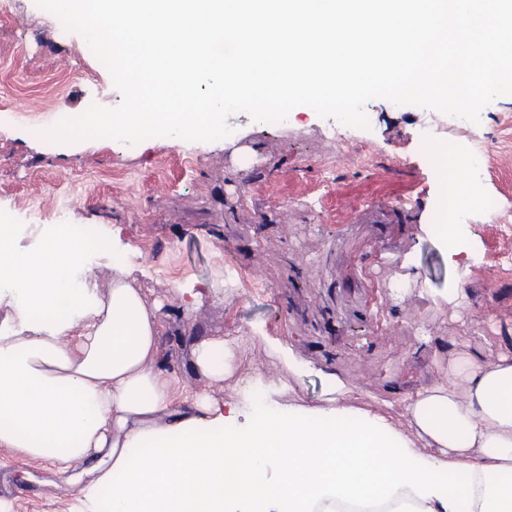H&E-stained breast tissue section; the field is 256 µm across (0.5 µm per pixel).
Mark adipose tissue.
Here are the masks:
<instances>
[{"mask_svg":"<svg viewBox=\"0 0 512 512\" xmlns=\"http://www.w3.org/2000/svg\"><path fill=\"white\" fill-rule=\"evenodd\" d=\"M87 247L63 224L20 255L0 227V449L50 461L71 512H512V355L462 359L401 421L335 378L326 408L236 431L232 401L175 402L155 309L119 267L100 291Z\"/></svg>","mask_w":512,"mask_h":512,"instance_id":"1","label":"adipose tissue"}]
</instances>
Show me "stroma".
<instances>
[{
    "label": "stroma",
    "mask_w": 512,
    "mask_h": 512,
    "mask_svg": "<svg viewBox=\"0 0 512 512\" xmlns=\"http://www.w3.org/2000/svg\"><path fill=\"white\" fill-rule=\"evenodd\" d=\"M0 3V109L22 115L0 134V204L34 196L46 211L39 224L12 211L13 249L35 252L62 222L107 241V252L91 248L86 260L103 286L125 268L158 305L178 390L203 386L194 344L221 339L232 351L224 393L241 426L292 404L322 407L333 376L350 388L346 405L398 416L461 358L490 364L512 354V271L500 264L496 224L476 213L463 268L449 265L430 231L446 188L433 151L468 146L464 128H444L426 145L425 108L370 101L373 124L349 142L366 160L360 167L336 164L330 119L306 106L282 127L235 114L231 134L212 141L38 138L24 116L59 79L68 87L44 116L48 128L94 104L118 106L122 95L110 74L89 83V59L73 54L82 36L60 39L59 18L36 0ZM61 195L70 208L59 218ZM398 203L407 213L396 223L388 207ZM228 258L246 280L225 283ZM458 292L465 305L455 304ZM55 480L51 463L0 452L9 512H67Z\"/></svg>",
    "instance_id": "obj_1"
}]
</instances>
